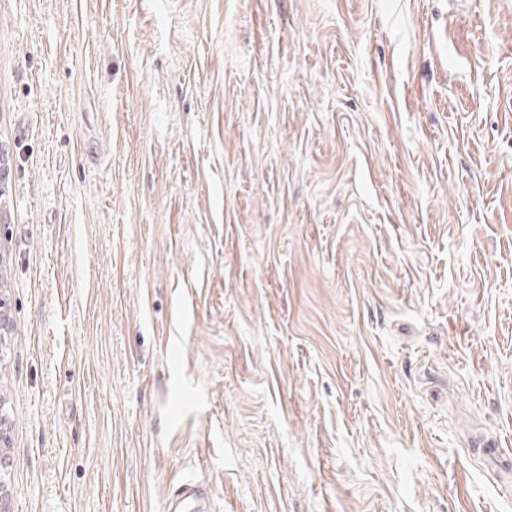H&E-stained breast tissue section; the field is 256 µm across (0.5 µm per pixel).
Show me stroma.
<instances>
[{
    "label": "stroma",
    "mask_w": 512,
    "mask_h": 512,
    "mask_svg": "<svg viewBox=\"0 0 512 512\" xmlns=\"http://www.w3.org/2000/svg\"><path fill=\"white\" fill-rule=\"evenodd\" d=\"M11 512H512V0H0Z\"/></svg>",
    "instance_id": "obj_1"
}]
</instances>
